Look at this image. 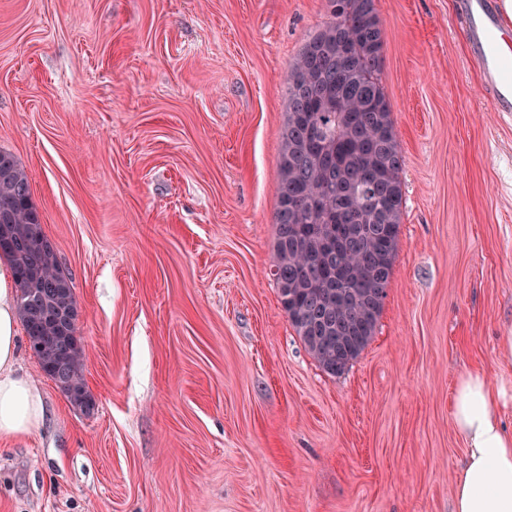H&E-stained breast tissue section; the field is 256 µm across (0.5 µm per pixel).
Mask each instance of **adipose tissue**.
I'll return each instance as SVG.
<instances>
[{"label": "adipose tissue", "instance_id": "obj_1", "mask_svg": "<svg viewBox=\"0 0 512 512\" xmlns=\"http://www.w3.org/2000/svg\"><path fill=\"white\" fill-rule=\"evenodd\" d=\"M17 289L14 269L0 259V442L32 434L45 419L37 383L16 368ZM512 406V379L490 381L486 370L458 375L450 399L464 457L452 487V512H512V433L498 415Z\"/></svg>", "mask_w": 512, "mask_h": 512}]
</instances>
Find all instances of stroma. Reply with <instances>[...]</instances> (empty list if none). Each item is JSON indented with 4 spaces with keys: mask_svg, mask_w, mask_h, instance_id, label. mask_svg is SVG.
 <instances>
[{
    "mask_svg": "<svg viewBox=\"0 0 512 512\" xmlns=\"http://www.w3.org/2000/svg\"><path fill=\"white\" fill-rule=\"evenodd\" d=\"M457 0H376L403 156L375 334L326 373L270 275L286 73L327 0H0V150L81 311L85 415L0 445V512H450L456 377L512 335V112Z\"/></svg>",
    "mask_w": 512,
    "mask_h": 512,
    "instance_id": "35a3bbf8",
    "label": "stroma"
}]
</instances>
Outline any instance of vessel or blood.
<instances>
[{
  "label": "vessel or blood",
  "mask_w": 512,
  "mask_h": 512,
  "mask_svg": "<svg viewBox=\"0 0 512 512\" xmlns=\"http://www.w3.org/2000/svg\"><path fill=\"white\" fill-rule=\"evenodd\" d=\"M457 10L496 111L512 112V52L496 0H457Z\"/></svg>",
  "instance_id": "b4317fda"
}]
</instances>
